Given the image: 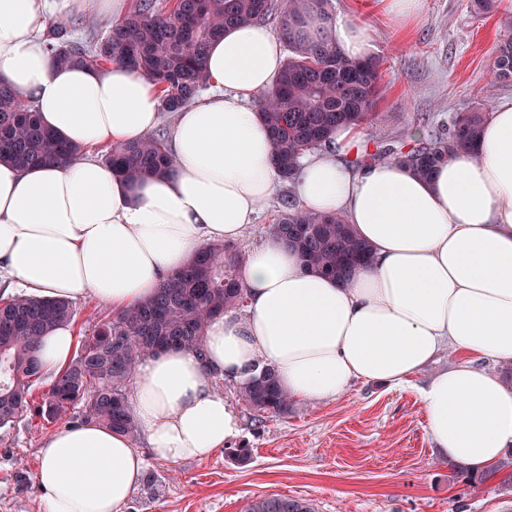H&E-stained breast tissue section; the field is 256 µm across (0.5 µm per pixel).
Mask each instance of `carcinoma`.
Segmentation results:
<instances>
[{"label": "carcinoma", "instance_id": "cac0c4a2", "mask_svg": "<svg viewBox=\"0 0 512 512\" xmlns=\"http://www.w3.org/2000/svg\"><path fill=\"white\" fill-rule=\"evenodd\" d=\"M331 0H140L138 7L112 24L87 45L65 25L46 31L56 61L104 68L114 62L147 75L164 100L165 111L176 112L193 101L206 84L203 61L208 47L228 27L279 21L289 56L275 85L259 104L271 137L274 164L284 181L297 173L302 156L332 143L336 127L359 126L375 116L382 95L379 64L351 61L320 39L297 33L296 25L311 7L329 17ZM512 79V36L497 47L491 82ZM486 114L467 112L453 122L448 134L412 144L376 146L358 159L388 158L427 178L448 155L471 147L479 138ZM80 148L45 128L39 113L12 95L0 82V161L19 168L61 164ZM107 162L130 179H145L172 171L167 140L151 134L141 141L110 150ZM271 231L297 253L301 265L315 273L348 279L371 260V249L350 225L335 215L307 211L294 202L275 219ZM242 254L230 244L198 252L185 266L169 274L147 301L102 323L83 341L79 352L35 401L33 390L45 372L38 349L41 339L74 317L72 303L22 295L0 299V426L26 411L52 421L70 408L82 406V420L96 421L135 436L138 426L130 409L128 383L139 363L173 347L203 355L204 328L209 319L246 303L240 270ZM242 400L259 415H286L293 402L281 388L273 368H264L240 387ZM453 478L472 485L488 475H474L450 465ZM245 512H313L301 500L269 496L251 501Z\"/></svg>", "mask_w": 512, "mask_h": 512}]
</instances>
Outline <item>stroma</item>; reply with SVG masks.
I'll return each instance as SVG.
<instances>
[{"mask_svg":"<svg viewBox=\"0 0 512 512\" xmlns=\"http://www.w3.org/2000/svg\"><path fill=\"white\" fill-rule=\"evenodd\" d=\"M332 9L365 24L377 46L384 92L361 128L370 144L415 132L429 140L460 113L512 101V80L490 81L498 43L512 33V0L485 17L471 0H426L422 16L398 28L374 0H332ZM455 360L444 350L413 386L358 381L281 417L258 416L237 385L216 379L240 415L238 437L205 460H149L124 512H243L261 496L304 499L315 512H512L497 479L453 481L428 437L417 390ZM53 430L29 413L0 427V512H44L33 474Z\"/></svg>","mask_w":512,"mask_h":512,"instance_id":"1","label":"stroma"}]
</instances>
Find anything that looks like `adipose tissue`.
Instances as JSON below:
<instances>
[{
  "label": "adipose tissue",
  "mask_w": 512,
  "mask_h": 512,
  "mask_svg": "<svg viewBox=\"0 0 512 512\" xmlns=\"http://www.w3.org/2000/svg\"><path fill=\"white\" fill-rule=\"evenodd\" d=\"M127 9L128 0H0V80L81 148L60 165L0 162V292L127 310L203 248L243 238L285 184L258 112L283 68L282 43L261 23L211 43L208 93L173 115L171 174L133 184L92 155L150 134L163 102L123 64H57L43 34L55 19L118 20ZM326 37L350 59L375 55L368 28L348 16H332ZM333 141L307 152L285 185L304 209L350 224L370 264L343 283L305 271L268 234L243 266L245 316L210 319L203 355L171 348L135 370L130 407L147 453L92 421L48 437L34 474L44 512H123L148 459L210 456L240 431L215 377L241 384L267 366L289 399L309 403L356 381L411 386L452 348L458 362L419 390L432 444L480 474L512 453V381L492 369L512 362V103L427 178L396 161L354 165V127ZM75 343L69 324L43 337L44 370L61 371Z\"/></svg>",
  "instance_id": "adipose-tissue-1"
}]
</instances>
